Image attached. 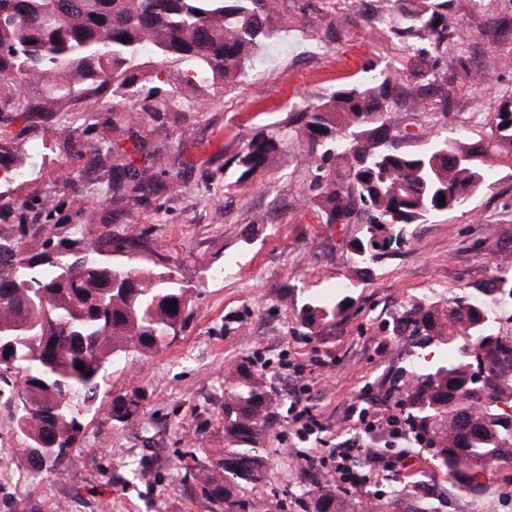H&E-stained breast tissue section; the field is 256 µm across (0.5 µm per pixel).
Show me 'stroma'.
<instances>
[{
    "instance_id": "stroma-1",
    "label": "stroma",
    "mask_w": 512,
    "mask_h": 512,
    "mask_svg": "<svg viewBox=\"0 0 512 512\" xmlns=\"http://www.w3.org/2000/svg\"><path fill=\"white\" fill-rule=\"evenodd\" d=\"M418 0H282L288 28L255 57L258 74L240 84H182L162 112L146 111L159 84L142 65L133 100L111 99L92 118H70L31 182L0 186V205H24L32 224H82L89 237L109 225L115 241L133 245L144 264L171 269L192 287L187 325L161 351L132 355L115 367L107 389L146 393L138 427L116 425L99 410L61 473L0 467V512H214L192 479L197 466L224 451L221 429L225 375L246 364L264 367L273 391L262 484L238 490L243 512H302L301 501L323 478L329 450L348 438L356 411L395 408L407 370L425 374L446 356L441 345L420 346L389 328L412 299H439L490 279L512 251V176L496 167L484 188L457 210L411 225L408 242L370 267L352 290L348 311L318 332L298 322L307 296H332L350 267L347 243L361 227L320 223L306 200L308 144L291 143L272 167L242 176L233 161L243 143L281 129L294 112L336 85L358 81L366 66L406 58L390 29ZM458 20L447 52L422 61L447 79L448 111H401L412 132L460 133L479 139L482 113L512 96V0H452ZM475 78L461 82L460 67ZM107 148L145 169L166 162L177 191L149 205L105 196L106 178L92 154L74 142ZM51 206H44V196ZM294 306L284 307L281 295ZM301 400L323 425L321 434L295 433L292 403ZM388 456L405 455L408 481L354 491L360 512H415L434 499V512H512V465L486 469L481 490L460 491L428 449L375 433ZM315 451L314 462L300 456Z\"/></svg>"
}]
</instances>
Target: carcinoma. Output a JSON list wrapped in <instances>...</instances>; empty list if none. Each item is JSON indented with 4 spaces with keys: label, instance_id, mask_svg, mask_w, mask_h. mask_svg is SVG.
I'll list each match as a JSON object with an SVG mask.
<instances>
[{
    "label": "carcinoma",
    "instance_id": "carcinoma-1",
    "mask_svg": "<svg viewBox=\"0 0 512 512\" xmlns=\"http://www.w3.org/2000/svg\"><path fill=\"white\" fill-rule=\"evenodd\" d=\"M449 2L422 0L411 23L392 33L418 57L445 53L454 28ZM279 3L0 0V123L27 122L48 150L62 116L135 97L133 71L146 56L155 70L174 68L188 83H242L251 57L282 31ZM438 79L405 63L372 66L359 82L336 87L292 116L287 131L256 135L235 156L246 176L267 169L289 141L308 143V201L321 222L364 225V234L349 242L351 275L338 285V297L307 299L299 310L302 327L341 316L352 300L346 291L388 249L406 242L409 225L462 206L485 186L493 163L512 169V97L483 113L476 142L429 135L418 150L402 145L409 138L395 115L402 96L412 111L424 112ZM73 148L94 153L114 196L143 204L177 189L163 179L161 160L155 170H140L91 144ZM43 164V155L0 142V183H25ZM116 252L122 260L113 259ZM497 269L487 283L448 300H412L393 324L396 336L454 351L427 374L409 373L403 403L413 441L469 492L479 489V471L512 463V329L497 318L512 302V258H501ZM191 290L171 272L148 270L134 252L112 246L108 231L89 238L82 224H27L22 214L0 228V397L12 404V421L25 439L21 456H3L0 464L51 471L69 463L88 416L109 395L114 367L165 347L190 314ZM145 400L135 388L112 395V422L138 425ZM272 403L263 374L242 367L224 377V457L217 470L196 475L222 512L242 507L233 489L265 480L260 450ZM312 503V512L359 507L333 481L316 487Z\"/></svg>",
    "mask_w": 512,
    "mask_h": 512
}]
</instances>
